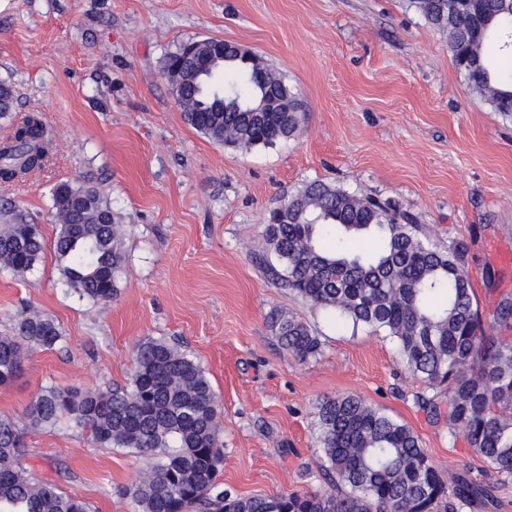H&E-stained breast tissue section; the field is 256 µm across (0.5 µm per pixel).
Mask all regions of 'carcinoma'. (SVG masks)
Returning a JSON list of instances; mask_svg holds the SVG:
<instances>
[{
  "label": "carcinoma",
  "mask_w": 512,
  "mask_h": 512,
  "mask_svg": "<svg viewBox=\"0 0 512 512\" xmlns=\"http://www.w3.org/2000/svg\"><path fill=\"white\" fill-rule=\"evenodd\" d=\"M448 37V50L470 89L512 120V0H413ZM264 81L257 82L252 68ZM298 97L278 71L234 57L216 60L177 103L187 123L234 148L296 138L302 112H250L264 91ZM50 140L42 117L28 114L0 143V181L44 168ZM99 179L53 191L61 219L53 251L62 278L94 303L112 301L124 268L125 226L101 192ZM275 208L267 224V272L336 318L395 341L405 370L431 390L448 391V436L461 438L503 480L512 479V299L486 317L466 274L468 244L441 247L415 217L389 203L312 181ZM44 252L38 224L0 231V268L31 270ZM268 325L281 348L305 362L321 340L296 316L275 310ZM63 340L50 316L32 315L0 336V385L22 371L24 347ZM219 401L202 366L176 345L148 338L135 350L124 385L106 390L43 388L26 416L32 427L73 422L103 448H130L153 463L124 489L136 512H462L490 497L489 485L441 471L422 440L363 397H324L314 426L328 488L241 497L219 480ZM24 432L0 416V512H91L84 500L20 466Z\"/></svg>",
  "instance_id": "1"
}]
</instances>
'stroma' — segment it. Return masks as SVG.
Returning a JSON list of instances; mask_svg holds the SVG:
<instances>
[{
  "label": "stroma",
  "mask_w": 512,
  "mask_h": 512,
  "mask_svg": "<svg viewBox=\"0 0 512 512\" xmlns=\"http://www.w3.org/2000/svg\"><path fill=\"white\" fill-rule=\"evenodd\" d=\"M207 38L245 45L284 75L306 110L298 138L245 151L186 122L163 60ZM0 83L17 99L0 139L31 112L52 134L42 171L0 183V225L8 207L53 241L56 185L98 175L127 227L120 293L107 303L70 290L49 250L26 273L0 269V335L40 313L65 336L29 349L0 386V415L22 429L34 477L92 512H134L123 490L147 457L97 447L69 423L30 427L25 411L44 387L126 383L137 344L162 338L219 396L220 479L239 495L321 490L313 408L357 394L413 429L440 469L494 484L486 512H512V480L418 406L424 385L393 340L281 288L259 249L270 210L322 180L400 204L440 245L465 240L484 314L512 297V123L472 93L446 35L410 0H0ZM277 308L307 323L321 355L281 349L266 322Z\"/></svg>",
  "instance_id": "obj_1"
}]
</instances>
